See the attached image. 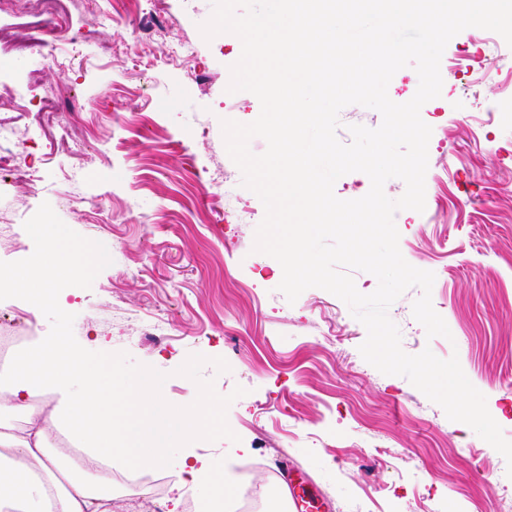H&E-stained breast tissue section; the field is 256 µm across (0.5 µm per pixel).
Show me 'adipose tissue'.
<instances>
[{"label": "adipose tissue", "instance_id": "1", "mask_svg": "<svg viewBox=\"0 0 512 512\" xmlns=\"http://www.w3.org/2000/svg\"><path fill=\"white\" fill-rule=\"evenodd\" d=\"M52 389L61 396V423L87 452L95 479L68 470L63 457L50 453L31 397ZM160 398L148 374L121 380L111 368L95 362L60 336H40L18 352L8 372L0 374V412L23 416L24 436L0 428V512H110L101 467L119 458L142 465H161L168 457L159 447L151 408ZM183 475L174 487L205 485L203 512H223L235 494L233 484L216 476L208 459L187 454L180 460Z\"/></svg>", "mask_w": 512, "mask_h": 512}]
</instances>
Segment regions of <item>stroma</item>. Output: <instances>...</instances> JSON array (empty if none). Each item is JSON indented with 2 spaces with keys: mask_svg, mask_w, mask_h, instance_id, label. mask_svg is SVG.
<instances>
[{
  "mask_svg": "<svg viewBox=\"0 0 512 512\" xmlns=\"http://www.w3.org/2000/svg\"><path fill=\"white\" fill-rule=\"evenodd\" d=\"M88 0L76 12L63 62L10 42L37 36L30 20L0 15V118L18 130L17 168L0 182V261L29 257L24 223L42 203L81 236L104 244L111 265L91 288L62 290L78 343L126 353L165 373L173 405L197 396L177 375L189 355L224 358L229 372L201 370L219 394L246 390L227 411L239 436L199 440L195 455L231 463L236 483L267 490L285 467L317 486L330 512H512L504 458L466 424L449 420L402 376L385 375L359 352L365 327L344 302L320 289L288 303L280 264L253 252L265 209L242 185L221 122H253L258 98L227 93L241 55L234 34L205 40L199 30L212 0H156L164 36L130 56L151 26L142 0H127L101 25ZM191 44V71L170 62ZM496 47L498 72L468 85L462 56ZM439 98L421 117L432 129L424 212H397L399 249L433 272L432 305L451 335L427 337L414 318L419 289L389 309L405 352L431 348L458 356L472 385L512 440V48L497 33L470 27L441 58ZM54 96L59 110L37 107ZM25 342L47 335L42 312L20 299L0 301ZM165 324L158 340L154 320Z\"/></svg>",
  "mask_w": 512,
  "mask_h": 512,
  "instance_id": "obj_1",
  "label": "stroma"
}]
</instances>
